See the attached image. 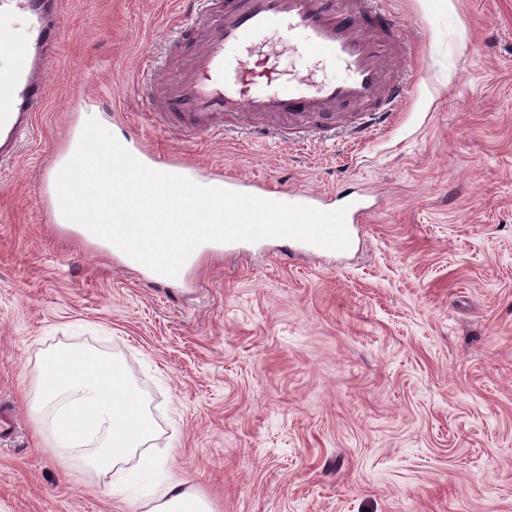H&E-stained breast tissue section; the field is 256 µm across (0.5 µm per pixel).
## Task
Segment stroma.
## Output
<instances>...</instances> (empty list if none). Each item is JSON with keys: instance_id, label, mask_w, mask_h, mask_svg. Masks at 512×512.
Listing matches in <instances>:
<instances>
[{"instance_id": "stroma-1", "label": "stroma", "mask_w": 512, "mask_h": 512, "mask_svg": "<svg viewBox=\"0 0 512 512\" xmlns=\"http://www.w3.org/2000/svg\"><path fill=\"white\" fill-rule=\"evenodd\" d=\"M389 6L414 87L390 124L353 139V107L188 143L142 60L180 72L199 30L170 39L164 0H65L47 108L0 165V512H134L36 432L43 357L69 345L123 362L151 452L217 512H512V0ZM92 116L202 175L366 191L374 211L343 257L260 245L159 284L42 193Z\"/></svg>"}]
</instances>
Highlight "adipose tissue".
Returning <instances> with one entry per match:
<instances>
[{
    "label": "adipose tissue",
    "instance_id": "obj_1",
    "mask_svg": "<svg viewBox=\"0 0 512 512\" xmlns=\"http://www.w3.org/2000/svg\"><path fill=\"white\" fill-rule=\"evenodd\" d=\"M39 435L73 466L115 472L110 491L137 504L152 488L147 512H216L204 493L159 477V462L144 446L155 423L122 362L81 347H61L44 356L33 399Z\"/></svg>",
    "mask_w": 512,
    "mask_h": 512
}]
</instances>
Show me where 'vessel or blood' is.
Masks as SVG:
<instances>
[{
	"label": "vessel or blood",
	"mask_w": 512,
	"mask_h": 512,
	"mask_svg": "<svg viewBox=\"0 0 512 512\" xmlns=\"http://www.w3.org/2000/svg\"><path fill=\"white\" fill-rule=\"evenodd\" d=\"M189 19L207 18L204 42L170 87L164 110L191 140L225 135L224 119L249 115L252 133L274 135L310 116L349 106L365 113L357 133L392 120L411 93L391 80L401 44L385 0H196ZM63 0H0V162L16 158L21 133L46 102L44 76L64 33ZM209 186L322 211L346 207L348 232L371 211L364 194L327 199L281 192L267 181L214 177Z\"/></svg>",
	"instance_id": "b4317fda"
}]
</instances>
